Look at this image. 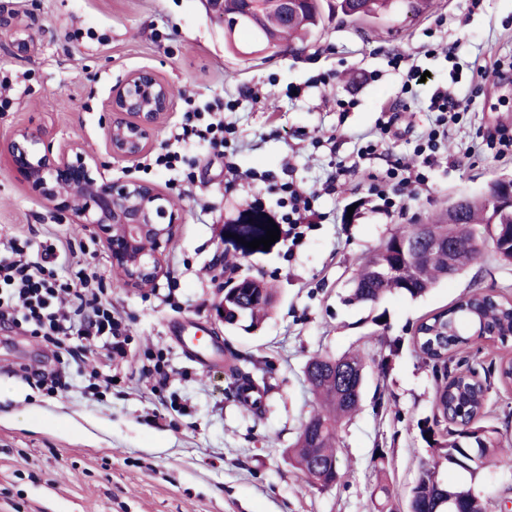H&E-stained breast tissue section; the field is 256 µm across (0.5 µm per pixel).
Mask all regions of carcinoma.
I'll use <instances>...</instances> for the list:
<instances>
[{"label":"carcinoma","instance_id":"1","mask_svg":"<svg viewBox=\"0 0 512 512\" xmlns=\"http://www.w3.org/2000/svg\"><path fill=\"white\" fill-rule=\"evenodd\" d=\"M323 0H291L288 13H283L275 0H224V44L235 47V28H246L254 37L257 48L276 49L308 47L310 38L323 24ZM428 0H336V12L352 22L380 19L397 6L406 12L420 14ZM457 221L475 224L477 221L497 226L496 252L501 259L512 261V205L496 203L487 196L459 199ZM270 215L265 211L246 210L235 222L224 225V243L243 256L263 252L250 249L245 243L266 236ZM430 231L441 238L437 248L423 234L420 225L394 234L386 244L366 257L353 277V288L347 301L368 305L395 291L417 297L448 278V261L462 271L480 254V244L474 234L466 236L446 220L430 225ZM238 234L243 242L231 240ZM402 267V273L387 277L380 270ZM236 294L227 296L226 324L241 320L257 326L267 315L274 301V290L260 278H244ZM470 320L474 332L489 340L505 341L512 337V303L497 298L478 300L473 296L459 302L457 309L440 311L422 321L412 342L424 363L438 376L432 418L420 422L422 434L434 437L438 457L461 467H480L488 459H507L512 463V448L501 446L499 431L481 424L485 414L487 388L468 368L448 377L451 353L461 345L477 340L466 332L464 320ZM366 364L359 353L331 356L316 355L305 367V377L320 400V409L302 425L295 447L288 449L294 464L313 486L329 488L343 478L337 465V441L340 423L354 414L361 402ZM231 375L239 384L243 402L256 405L265 394V384L250 379L242 367L233 365ZM438 462L423 466L412 487L407 512H487V503L462 489L444 485L438 478ZM462 494L457 500L451 496Z\"/></svg>","mask_w":512,"mask_h":512}]
</instances>
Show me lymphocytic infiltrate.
Listing matches in <instances>:
<instances>
[{
    "mask_svg": "<svg viewBox=\"0 0 512 512\" xmlns=\"http://www.w3.org/2000/svg\"><path fill=\"white\" fill-rule=\"evenodd\" d=\"M224 110L218 100L203 106L187 101L173 143L151 158V167L180 171L184 182H192L197 164L193 149L204 144L217 149L227 142ZM277 192L286 237L299 244L316 197L300 193L290 182L280 184ZM8 246L10 257L0 259V323L23 328L56 348L66 337H90L106 354L123 353L128 341L124 319L103 303L96 267L88 265L66 276L57 266L31 260L25 240L11 238Z\"/></svg>",
    "mask_w": 512,
    "mask_h": 512,
    "instance_id": "f902f5d3",
    "label": "lymphocytic infiltrate"
}]
</instances>
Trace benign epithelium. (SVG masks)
Segmentation results:
<instances>
[{
    "label": "benign epithelium",
    "mask_w": 512,
    "mask_h": 512,
    "mask_svg": "<svg viewBox=\"0 0 512 512\" xmlns=\"http://www.w3.org/2000/svg\"><path fill=\"white\" fill-rule=\"evenodd\" d=\"M3 27L12 31L17 51H31V23L14 13L0 14ZM172 107L169 85L154 71L127 74L112 88V120L106 131L110 154L126 160L141 156ZM0 152L42 201L103 242L125 287L147 288L159 279L165 248L180 218L155 184L112 178L79 144L69 143L55 152L44 144L43 133L29 127L16 129L0 143Z\"/></svg>",
    "instance_id": "benign-epithelium-1"
}]
</instances>
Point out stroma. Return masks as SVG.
Returning <instances> with one entry per match:
<instances>
[{
	"instance_id": "stroma-1",
	"label": "stroma",
	"mask_w": 512,
	"mask_h": 512,
	"mask_svg": "<svg viewBox=\"0 0 512 512\" xmlns=\"http://www.w3.org/2000/svg\"><path fill=\"white\" fill-rule=\"evenodd\" d=\"M36 19L35 49L17 54L0 28V141L20 126L42 130L59 149L68 141L112 176L145 177L168 194L181 217L165 270L148 288H125L103 243L58 214L0 159V239L28 240L33 259L96 265L107 300L129 326L122 356L71 340L53 346L0 324V512H406L422 467L438 462L440 479L488 500V512H512V466L490 461L474 471L437 458L419 421L433 414L437 380L415 352V327L475 290L512 300V262L499 258L484 225H474L480 255L466 270L421 297L394 292L373 306L346 298L362 261L395 233L435 222L453 199L479 196L512 158L496 157L489 130L512 129V81L480 78L481 65L512 66V0H429L424 13L389 12L351 23L325 16L303 53L251 56L224 47V29L202 0H0V10ZM426 72L405 86L409 67ZM148 68L179 99L151 151L168 142L183 97L235 101L224 120L235 131L225 154L199 150L192 184L176 172L141 174L113 157L106 130L113 86ZM445 91L461 103L448 146L427 181L404 196L403 209L377 213L373 186L394 163L413 159L436 119L431 100ZM387 135H380L383 123ZM376 151L359 156L366 143ZM356 164L340 194L320 189L336 161ZM292 176L319 192L317 218L301 245L286 238L241 257L224 246V226L254 196L275 211L273 187ZM262 278L276 302L257 327H230L214 305L222 280ZM216 337L213 366L202 367L176 339V326ZM357 351L366 358L358 411L339 428L342 482L309 485L288 456L302 423L317 408L305 378L318 354ZM251 360L269 391L256 412L238 403L231 354ZM167 362L162 391L145 375L148 358ZM512 358V338L459 347L490 384L484 419L512 444V385L496 368ZM112 376V385L90 378ZM59 378L46 394L34 373Z\"/></svg>"
}]
</instances>
